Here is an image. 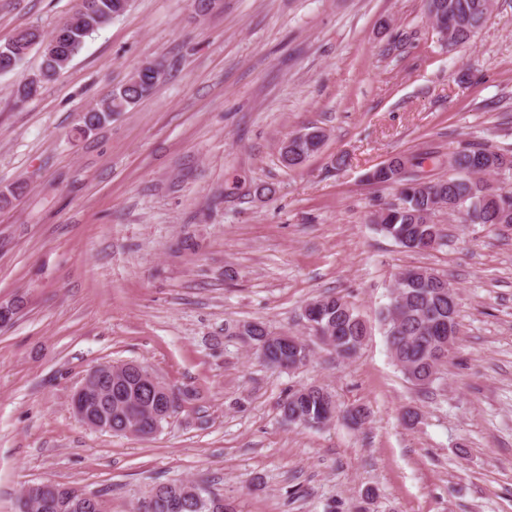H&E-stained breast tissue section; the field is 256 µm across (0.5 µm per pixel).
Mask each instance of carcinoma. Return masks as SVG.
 <instances>
[{
	"instance_id": "cac0c4a2",
	"label": "carcinoma",
	"mask_w": 512,
	"mask_h": 512,
	"mask_svg": "<svg viewBox=\"0 0 512 512\" xmlns=\"http://www.w3.org/2000/svg\"><path fill=\"white\" fill-rule=\"evenodd\" d=\"M99 6L92 27L75 26L73 37L58 50V71H64L82 48L86 37L124 13L130 0H92ZM493 7V0H426V12L439 40L447 45H465L482 29ZM45 39L37 28L19 30L11 39L18 48H28L33 38ZM156 87L147 76L136 84L132 79L116 86L92 108L90 122L97 125L112 120V113L124 112ZM326 139L319 127L291 136L280 146L283 166L295 168L317 153ZM448 177L428 179L412 173V185L399 191L393 202L379 208L371 219L378 232L410 251L424 250L440 244L446 237L442 225L433 216L446 210L467 224H508L512 226V189L491 186L488 177L504 181L512 178V149H489L468 146L448 155ZM397 295L380 311V324L394 363L413 385H430L439 367L448 359V350L440 338L458 333V293L451 282L424 267L406 269L395 279ZM313 317L310 335L334 352L350 359L365 343V321L356 309L339 294H328L309 302ZM238 336L265 365L273 368L298 367L309 357L307 345L301 349L282 333L270 331L257 321L236 326ZM149 369L126 370V364L112 365V399L90 400L89 407L112 419V432L138 437L155 434L165 419L154 415L156 396L146 388L143 377ZM336 406L333 396L317 386L301 387L288 393L280 404L283 419L303 427H320L330 422L324 416ZM369 408L357 405L346 410V418L361 426L370 420ZM181 501L179 512H238L234 502L194 481L160 483L140 500L135 512H174L173 503ZM31 512H100L99 502L90 505L84 492L59 483L44 485L43 495L32 505Z\"/></svg>"
}]
</instances>
